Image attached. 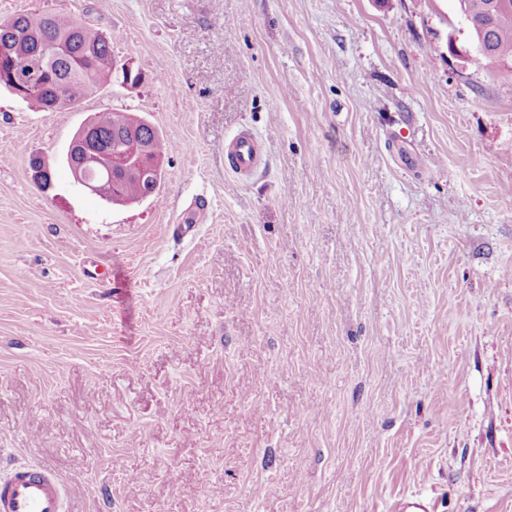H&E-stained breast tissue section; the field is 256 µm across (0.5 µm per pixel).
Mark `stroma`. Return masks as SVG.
Returning <instances> with one entry per match:
<instances>
[{
	"label": "stroma",
	"instance_id": "35a3bbf8",
	"mask_svg": "<svg viewBox=\"0 0 512 512\" xmlns=\"http://www.w3.org/2000/svg\"><path fill=\"white\" fill-rule=\"evenodd\" d=\"M43 11L142 79L0 89V477L59 472L67 512H512V73L456 57L457 0H0ZM112 109L172 143L164 203L72 176ZM226 167L238 178L251 176L262 161L260 144L248 134H238L229 143ZM90 157L91 154L85 152L84 145L81 141L73 143L71 152L69 154V162L71 163L74 170L76 181L92 194L103 195V185L101 182L87 175V170L90 167L97 166L95 162L90 159ZM69 162L67 161L68 165ZM72 168L70 167V170L74 177ZM391 512H434L432 498L425 496L400 497L390 506Z\"/></svg>",
	"mask_w": 512,
	"mask_h": 512
}]
</instances>
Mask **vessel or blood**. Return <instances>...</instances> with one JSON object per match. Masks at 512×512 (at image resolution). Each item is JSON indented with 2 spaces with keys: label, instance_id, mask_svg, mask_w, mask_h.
<instances>
[{
  "label": "vessel or blood",
  "instance_id": "vessel-or-blood-1",
  "mask_svg": "<svg viewBox=\"0 0 512 512\" xmlns=\"http://www.w3.org/2000/svg\"><path fill=\"white\" fill-rule=\"evenodd\" d=\"M226 167L236 177L251 176L262 161L260 144L247 134L233 137L226 153ZM65 479L43 469L16 468L0 479V512H64ZM390 512H435L432 498L402 497Z\"/></svg>",
  "mask_w": 512,
  "mask_h": 512
}]
</instances>
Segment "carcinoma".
<instances>
[{
  "label": "carcinoma",
  "mask_w": 512,
  "mask_h": 512,
  "mask_svg": "<svg viewBox=\"0 0 512 512\" xmlns=\"http://www.w3.org/2000/svg\"><path fill=\"white\" fill-rule=\"evenodd\" d=\"M460 11L470 12L475 24L486 25L482 30L483 58L486 66L501 71L502 59L512 61V0L511 5L494 9L492 18L486 10L492 0H458ZM10 45L21 56L41 58L52 55L50 66L33 75L36 92L24 98L28 106L44 111L55 106L57 91L62 86L71 90L69 102L60 105L70 109L94 89L107 85L116 76L122 82L137 80L129 76L124 66L112 54L109 41L93 26L69 15L45 12L21 15L0 22V47ZM95 130L87 148L99 157L110 152L121 153L132 144L138 152L128 156L138 176L116 174V180L107 188L104 199L117 205L137 204L157 195L164 178V159L171 144L147 119L122 111L103 112L94 121Z\"/></svg>",
  "instance_id": "obj_1"
}]
</instances>
